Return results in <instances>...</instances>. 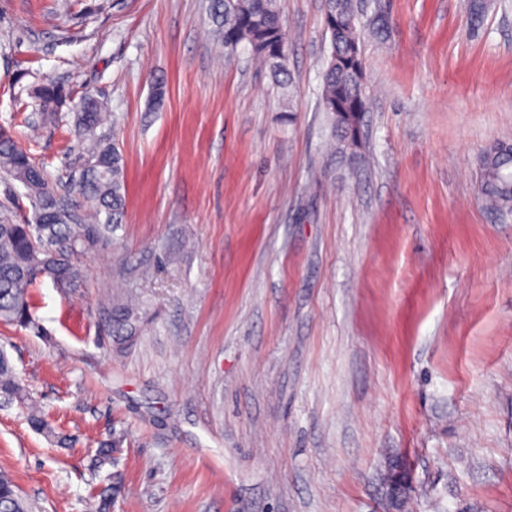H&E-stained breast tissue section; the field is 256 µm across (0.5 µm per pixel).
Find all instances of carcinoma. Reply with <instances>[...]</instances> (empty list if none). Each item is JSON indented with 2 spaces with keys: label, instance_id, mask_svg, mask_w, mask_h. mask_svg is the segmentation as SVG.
<instances>
[{
  "label": "carcinoma",
  "instance_id": "1",
  "mask_svg": "<svg viewBox=\"0 0 512 512\" xmlns=\"http://www.w3.org/2000/svg\"><path fill=\"white\" fill-rule=\"evenodd\" d=\"M325 29L329 33V54L322 75L321 110L331 121L336 154L352 164L362 155L363 120L367 112L364 90V60L354 0H325ZM212 34L227 48L241 43L269 68L275 82L283 87L288 74V37L278 0H210ZM42 116L51 119L62 101L57 86L38 90ZM110 115L98 100L87 97L77 115L79 134L89 136L87 158L79 178V195L95 203L92 223L76 224L72 211L77 200L64 207L44 168L12 138L0 132V170L21 183L32 202V216L22 223L0 219V322L36 327L30 289L42 278L49 279L63 293L80 287L84 271L78 256L103 243L106 234L124 223L126 195L124 159L115 143L94 137ZM479 187L487 208L499 215L512 214V143L497 142L481 155ZM108 329L114 344L122 348L142 332L138 307L114 300ZM0 396L27 404V420L38 433L60 445L67 438L55 431L41 406L26 394L6 354L0 351ZM122 440L100 443L94 458L100 467L111 460L112 449ZM0 512H32L13 478L0 472Z\"/></svg>",
  "mask_w": 512,
  "mask_h": 512
}]
</instances>
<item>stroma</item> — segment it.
Returning <instances> with one entry per match:
<instances>
[{"mask_svg": "<svg viewBox=\"0 0 512 512\" xmlns=\"http://www.w3.org/2000/svg\"><path fill=\"white\" fill-rule=\"evenodd\" d=\"M0 0V130L72 199L84 96L116 126L126 222L80 288H32L44 334L0 324L29 396L72 447L0 401V470L35 512H512V216L479 159L512 141V0H362L363 159L320 109L325 0H280L292 83L208 0ZM164 102L148 108L154 81ZM63 91L42 121L37 91ZM141 335L117 350L114 298ZM119 434L113 463L91 465Z\"/></svg>", "mask_w": 512, "mask_h": 512, "instance_id": "35a3bbf8", "label": "stroma"}]
</instances>
